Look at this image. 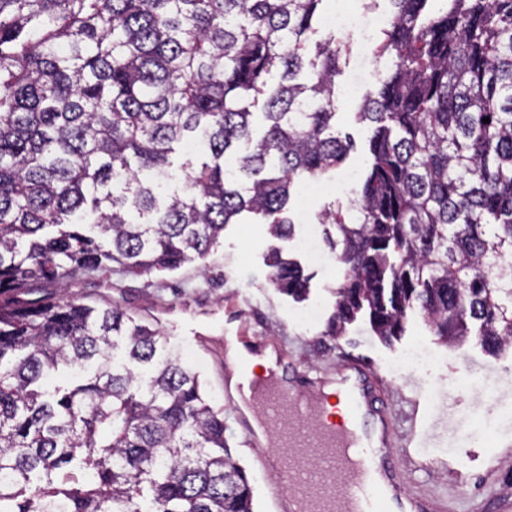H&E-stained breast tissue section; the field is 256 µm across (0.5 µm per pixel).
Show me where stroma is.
I'll return each instance as SVG.
<instances>
[{
  "mask_svg": "<svg viewBox=\"0 0 512 512\" xmlns=\"http://www.w3.org/2000/svg\"><path fill=\"white\" fill-rule=\"evenodd\" d=\"M346 62L336 79V130L350 134L355 147L335 172L322 178L323 190L304 206L303 191L290 203L294 235L273 238L264 224L225 225L218 243L202 260L175 271L143 276L103 274L70 282L68 297L100 308L120 304L159 331L168 352L179 354L198 373L208 402L224 414V436L236 459L244 457L246 435L238 425L237 404L228 399L225 362L234 343L272 349L282 360L291 389L320 393L326 379L360 359L378 376L377 391L387 413L386 441L400 463L398 494L423 498L437 510L512 512V353L488 356L472 340L444 345L417 314H409L405 333L385 344L368 322L331 336L340 271L334 254L323 250L313 260L304 246L309 225L319 214L347 202L365 168L367 127L356 119L364 95L388 74L357 29L337 30ZM281 247L285 258L310 274L305 299L297 301L269 283V254ZM314 311L313 325L301 324L302 312ZM419 347L432 353L431 376L396 371L401 355ZM451 388L455 418L429 396L430 385ZM492 388L496 403L482 395Z\"/></svg>",
  "mask_w": 512,
  "mask_h": 512,
  "instance_id": "1",
  "label": "stroma"
}]
</instances>
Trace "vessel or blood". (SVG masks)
<instances>
[{
	"instance_id": "b4317fda",
	"label": "vessel or blood",
	"mask_w": 512,
	"mask_h": 512,
	"mask_svg": "<svg viewBox=\"0 0 512 512\" xmlns=\"http://www.w3.org/2000/svg\"><path fill=\"white\" fill-rule=\"evenodd\" d=\"M248 397L272 436L252 448L257 470L278 466L291 491H269L267 512H386L382 480H394L397 461L372 437L375 408L342 389L339 417L319 399L291 392L265 377L251 382Z\"/></svg>"
}]
</instances>
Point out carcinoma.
<instances>
[{
	"label": "carcinoma",
	"instance_id": "cac0c4a2",
	"mask_svg": "<svg viewBox=\"0 0 512 512\" xmlns=\"http://www.w3.org/2000/svg\"><path fill=\"white\" fill-rule=\"evenodd\" d=\"M326 2L0 0V512H254L224 414L157 357L158 331L58 291L176 270L244 216L291 238L297 181L353 149ZM389 2V73L356 113L357 218L319 216L342 271L329 331L362 314L388 340L417 311L496 356L512 347V0ZM270 267L272 287L307 292L296 263Z\"/></svg>",
	"mask_w": 512,
	"mask_h": 512
}]
</instances>
